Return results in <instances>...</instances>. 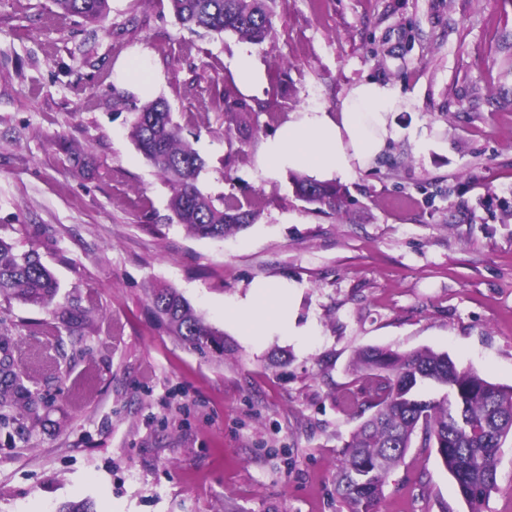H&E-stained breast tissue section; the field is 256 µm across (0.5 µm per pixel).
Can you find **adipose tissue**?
<instances>
[{"instance_id":"adipose-tissue-1","label":"adipose tissue","mask_w":512,"mask_h":512,"mask_svg":"<svg viewBox=\"0 0 512 512\" xmlns=\"http://www.w3.org/2000/svg\"><path fill=\"white\" fill-rule=\"evenodd\" d=\"M113 81L117 87L141 96H151L160 74L143 53H134L117 64ZM398 104L391 86L365 81L354 86L339 112L319 106H302L269 138L257 161L261 177L273 179L292 170L327 182L343 179L367 167L380 155L390 138L396 137L387 116ZM224 317L239 322L245 335L257 336L269 321L277 322L283 334L293 328L285 312L284 291L262 285L225 309Z\"/></svg>"}]
</instances>
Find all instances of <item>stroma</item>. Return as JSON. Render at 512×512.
Here are the masks:
<instances>
[{
  "label": "stroma",
  "instance_id": "obj_1",
  "mask_svg": "<svg viewBox=\"0 0 512 512\" xmlns=\"http://www.w3.org/2000/svg\"><path fill=\"white\" fill-rule=\"evenodd\" d=\"M260 44L182 27L169 0H109L98 25L51 0H0V237L36 250L58 285L47 311L0 298V336L35 344L86 309L83 341L24 381L35 411L0 427V512H336L341 450L359 424L336 406L356 351L448 353L512 385V0H277ZM248 49L267 77L248 95L261 129L225 165L213 100ZM146 51L155 92L205 160L197 185L252 199L260 218L222 240L167 219L168 183L115 109L114 67ZM402 108L341 207L262 178L265 141L290 112H336L358 83ZM84 169H77V162ZM260 282L288 283L309 336H242L224 318ZM171 286L223 354H202L153 314ZM382 512H468L432 448L390 472Z\"/></svg>",
  "mask_w": 512,
  "mask_h": 512
}]
</instances>
